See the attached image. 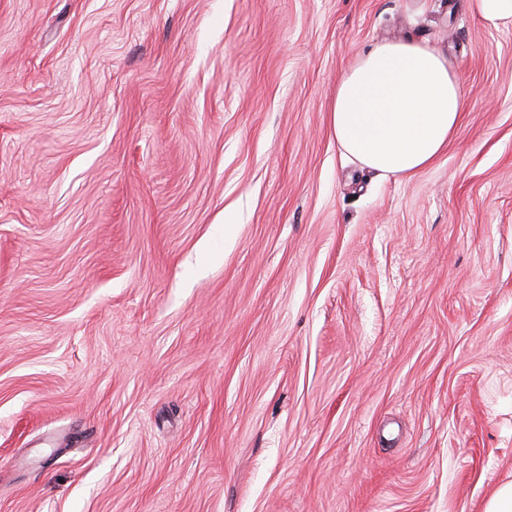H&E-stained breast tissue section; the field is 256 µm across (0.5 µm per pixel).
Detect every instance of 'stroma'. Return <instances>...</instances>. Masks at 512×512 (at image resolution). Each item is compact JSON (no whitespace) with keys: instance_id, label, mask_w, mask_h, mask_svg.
Returning <instances> with one entry per match:
<instances>
[{"instance_id":"1","label":"stroma","mask_w":512,"mask_h":512,"mask_svg":"<svg viewBox=\"0 0 512 512\" xmlns=\"http://www.w3.org/2000/svg\"><path fill=\"white\" fill-rule=\"evenodd\" d=\"M404 38L465 101L410 178L329 126ZM510 481L512 27L0 0V512H485Z\"/></svg>"}]
</instances>
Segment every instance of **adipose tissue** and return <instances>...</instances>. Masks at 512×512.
I'll use <instances>...</instances> for the list:
<instances>
[{
    "label": "adipose tissue",
    "mask_w": 512,
    "mask_h": 512,
    "mask_svg": "<svg viewBox=\"0 0 512 512\" xmlns=\"http://www.w3.org/2000/svg\"><path fill=\"white\" fill-rule=\"evenodd\" d=\"M463 109L457 75L441 51L386 40L360 53L337 81L330 125L343 155L405 177L446 151Z\"/></svg>",
    "instance_id": "1"
}]
</instances>
